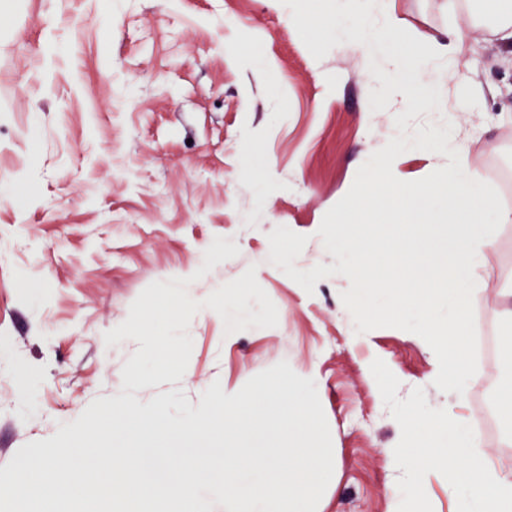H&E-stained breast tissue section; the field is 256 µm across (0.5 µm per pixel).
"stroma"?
Here are the masks:
<instances>
[{
  "mask_svg": "<svg viewBox=\"0 0 512 512\" xmlns=\"http://www.w3.org/2000/svg\"><path fill=\"white\" fill-rule=\"evenodd\" d=\"M296 10L295 0H0V467L93 400L121 396L122 368L140 344L102 340L149 284L187 277L201 301L252 267L277 326L228 340L220 315L201 309L183 378L135 390L140 404L180 389L196 408L213 382L238 390L288 362L314 380L337 456L319 512H390L402 472L387 451L401 430L370 371L379 358L397 370L399 398L420 387L430 407L487 423L480 448L512 471V420L495 412L512 382L502 359L512 223L473 269L478 369L460 401L434 386L437 358L418 335L356 333L341 299L346 276L309 293L269 259L268 235L284 226L308 238L295 268L335 264L318 233L323 217L399 136L394 117L405 109L369 85V64L388 67L405 39L428 44L462 16L443 0H394L393 13L366 23L381 31L399 19L403 38L382 41L370 60L348 0L325 32L296 21ZM464 61L460 83L480 107L457 111L449 83L443 108L408 125L443 129L456 117L469 165L512 196V45L479 31ZM251 150L270 164L265 180L245 170ZM218 236L240 253L198 276Z\"/></svg>",
  "mask_w": 512,
  "mask_h": 512,
  "instance_id": "obj_1",
  "label": "stroma"
}]
</instances>
